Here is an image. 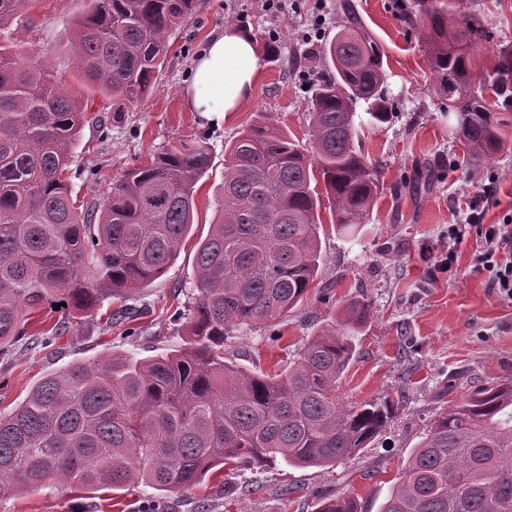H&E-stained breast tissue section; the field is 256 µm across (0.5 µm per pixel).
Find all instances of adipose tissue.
Masks as SVG:
<instances>
[{
    "instance_id": "ef3b65f1",
    "label": "adipose tissue",
    "mask_w": 512,
    "mask_h": 512,
    "mask_svg": "<svg viewBox=\"0 0 512 512\" xmlns=\"http://www.w3.org/2000/svg\"><path fill=\"white\" fill-rule=\"evenodd\" d=\"M256 75V43L243 29L225 27L215 35L192 70L185 90L190 109L204 116L236 111L251 93Z\"/></svg>"
}]
</instances>
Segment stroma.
Wrapping results in <instances>:
<instances>
[{
    "mask_svg": "<svg viewBox=\"0 0 512 512\" xmlns=\"http://www.w3.org/2000/svg\"><path fill=\"white\" fill-rule=\"evenodd\" d=\"M89 0H32L14 20L19 52L48 57L55 79L87 101L90 114L69 169L72 195L83 207L102 203L113 179L186 140H201L211 166L195 192L194 226L167 272L127 300L136 317L112 322V302L65 317L40 311L46 325L66 329L51 346L27 335L0 355V409L22 402L45 373L108 354L151 359L181 347L175 316L193 300L195 242L216 217L224 178V144L260 117L291 139L308 143L309 90L327 76L323 53L355 14L383 52L385 85L395 108L389 122L361 127L357 144L379 167L382 191L367 224L353 238L338 234L329 208L319 211L323 264L306 299L271 327L241 329L225 345L229 359L258 374L286 368L303 344L338 313L337 302L365 299L370 319L339 381L347 406L382 403L392 409L367 448L336 466L296 468L276 463L241 469L227 465L189 493L173 496L171 512H317L324 498L354 497L361 512H379L406 460L433 418L488 382L512 377V298L476 270L485 227L512 225V149L471 163L431 79L418 30L399 0H194L192 14L170 32L157 81L120 118L98 86L84 82L73 32ZM492 43L512 44V0H473ZM234 25L250 31L258 56L251 95L225 118L190 111L184 100L191 70L209 37ZM461 227L450 237V225ZM154 489L79 493L46 487L22 490L0 512H154Z\"/></svg>",
    "mask_w": 512,
    "mask_h": 512,
    "instance_id": "1",
    "label": "stroma"
}]
</instances>
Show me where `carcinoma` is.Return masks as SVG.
<instances>
[{
	"label": "carcinoma",
	"mask_w": 512,
	"mask_h": 512,
	"mask_svg": "<svg viewBox=\"0 0 512 512\" xmlns=\"http://www.w3.org/2000/svg\"><path fill=\"white\" fill-rule=\"evenodd\" d=\"M31 0H0V345L24 333L22 314L47 303L77 312L126 300L173 264L193 224L194 193L211 163L199 142L154 155L80 211L67 170L87 121L40 57L22 61L10 27ZM193 0H90L76 22L83 72L112 96V118L146 97L167 34ZM433 80L455 114L470 158L512 146V45L476 72L488 39L468 0H408ZM329 74L312 89L309 143L261 119L224 145L217 219L199 242L197 297L181 312L185 345L153 359L112 354L45 374L0 413V501L48 484L121 490L142 483L167 500L228 463L335 466L389 420L380 404L348 407L336 388L370 305L352 298L278 374L249 373L224 357L244 327L278 322L307 296L322 264L318 209L355 234L380 194L377 166L355 146L358 108L389 121L383 55L355 21L325 45ZM323 180L324 191L312 183ZM317 512H359L355 499ZM379 512H512V378L440 413L414 448Z\"/></svg>",
	"instance_id": "obj_1"
}]
</instances>
